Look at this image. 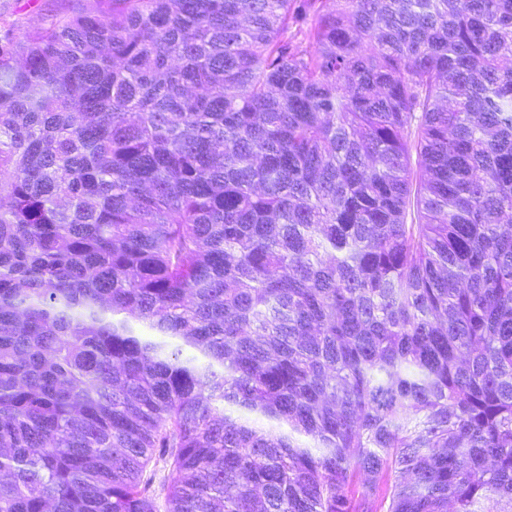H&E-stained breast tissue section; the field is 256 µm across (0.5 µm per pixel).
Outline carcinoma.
Returning a JSON list of instances; mask_svg holds the SVG:
<instances>
[{
  "mask_svg": "<svg viewBox=\"0 0 512 512\" xmlns=\"http://www.w3.org/2000/svg\"><path fill=\"white\" fill-rule=\"evenodd\" d=\"M506 60L512 0L0 34V512H512Z\"/></svg>",
  "mask_w": 512,
  "mask_h": 512,
  "instance_id": "cac0c4a2",
  "label": "carcinoma"
}]
</instances>
